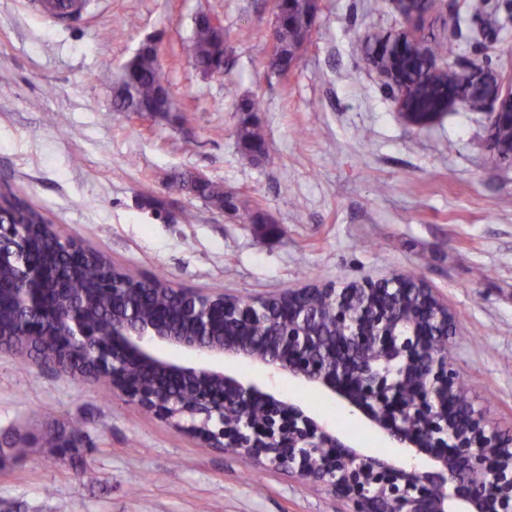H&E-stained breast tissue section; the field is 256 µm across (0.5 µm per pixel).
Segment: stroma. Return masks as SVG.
Here are the masks:
<instances>
[{
	"label": "stroma",
	"mask_w": 512,
	"mask_h": 512,
	"mask_svg": "<svg viewBox=\"0 0 512 512\" xmlns=\"http://www.w3.org/2000/svg\"><path fill=\"white\" fill-rule=\"evenodd\" d=\"M201 11L228 34L218 76H202L187 50ZM274 25V0H89L70 25L37 0H0V191L117 266L185 288L248 297L418 275L456 316L449 350L462 382L512 430V208L499 205L512 197V163L491 158L488 113L457 107L423 128L401 118L367 58L405 29L397 0H318L285 75L268 65ZM105 29L111 40L99 39ZM419 33L448 41L453 68L475 62L512 82V0H435ZM151 38L176 111H113L124 63ZM238 98L259 104L264 158L240 149ZM186 170L261 223L168 196ZM220 366L361 454L430 467L327 389L245 360ZM74 419L94 445L66 458L25 437ZM1 448L0 512H346L324 488L203 447L100 382L0 351Z\"/></svg>",
	"instance_id": "stroma-1"
}]
</instances>
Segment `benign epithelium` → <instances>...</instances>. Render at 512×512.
<instances>
[{"instance_id": "benign-epithelium-1", "label": "benign epithelium", "mask_w": 512, "mask_h": 512, "mask_svg": "<svg viewBox=\"0 0 512 512\" xmlns=\"http://www.w3.org/2000/svg\"><path fill=\"white\" fill-rule=\"evenodd\" d=\"M425 41L409 30L379 47L375 63L395 89L397 109L424 126L454 106L479 100L490 110V140L512 126V89L497 73L473 64L463 72L432 69V92L403 77ZM15 284L12 312L44 335L56 324L84 346L86 375L141 411L197 438L206 448L234 451L253 465L317 483L348 512H512V433L487 412L454 405L457 373L448 356L455 317L427 284L403 287L405 276L337 287L334 283L281 293L293 314L288 331L245 339L212 331V309L224 324L271 317V297L172 287L193 326L149 323L112 311L96 328L85 321L63 281L47 285L32 260L26 225L13 221L0 198V268ZM159 348L203 359L192 366L156 354ZM0 349L76 377L68 358L44 360L26 346ZM232 357L261 364L339 394L396 444L414 447L434 462L431 471L358 453L300 406L212 368Z\"/></svg>"}]
</instances>
